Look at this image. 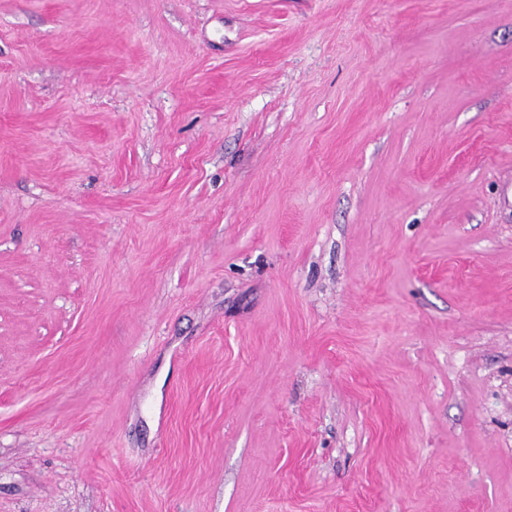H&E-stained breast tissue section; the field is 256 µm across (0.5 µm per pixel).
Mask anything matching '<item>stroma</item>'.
Returning a JSON list of instances; mask_svg holds the SVG:
<instances>
[{
    "instance_id": "1",
    "label": "stroma",
    "mask_w": 512,
    "mask_h": 512,
    "mask_svg": "<svg viewBox=\"0 0 512 512\" xmlns=\"http://www.w3.org/2000/svg\"><path fill=\"white\" fill-rule=\"evenodd\" d=\"M0 512H512V0H0Z\"/></svg>"
}]
</instances>
